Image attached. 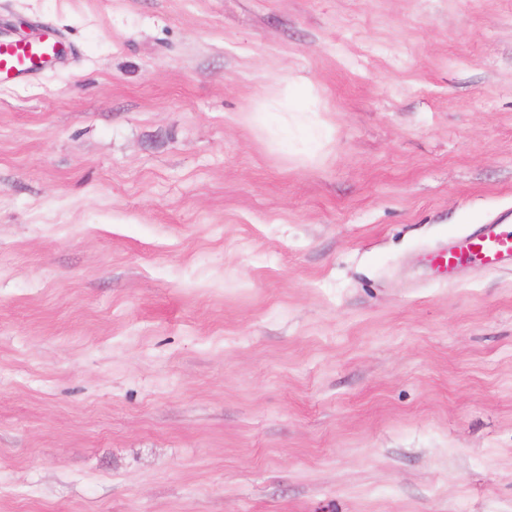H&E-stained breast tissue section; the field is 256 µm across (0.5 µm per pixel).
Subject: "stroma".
<instances>
[{"label": "stroma", "instance_id": "stroma-1", "mask_svg": "<svg viewBox=\"0 0 512 512\" xmlns=\"http://www.w3.org/2000/svg\"><path fill=\"white\" fill-rule=\"evenodd\" d=\"M0 512H512V0H0ZM315 109L287 141L277 80ZM68 51L69 46L56 35L0 37V79L28 81L46 64L63 60ZM436 258L441 261L438 269L448 274L462 266L488 270L512 267V225L508 218L479 224Z\"/></svg>", "mask_w": 512, "mask_h": 512}]
</instances>
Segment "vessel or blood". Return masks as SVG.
<instances>
[{
  "mask_svg": "<svg viewBox=\"0 0 512 512\" xmlns=\"http://www.w3.org/2000/svg\"><path fill=\"white\" fill-rule=\"evenodd\" d=\"M69 48L55 35L0 37V78L25 82L51 62L63 60ZM445 273L468 266L479 269L512 267V222L496 221L478 225L439 255Z\"/></svg>",
  "mask_w": 512,
  "mask_h": 512,
  "instance_id": "obj_1",
  "label": "vessel or blood"
}]
</instances>
